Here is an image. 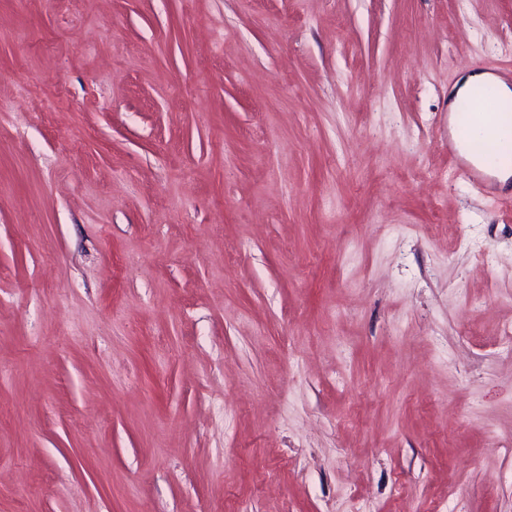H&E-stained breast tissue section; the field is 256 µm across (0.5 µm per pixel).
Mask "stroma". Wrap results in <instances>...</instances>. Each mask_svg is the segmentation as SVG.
Returning <instances> with one entry per match:
<instances>
[{"instance_id": "stroma-1", "label": "stroma", "mask_w": 512, "mask_h": 512, "mask_svg": "<svg viewBox=\"0 0 512 512\" xmlns=\"http://www.w3.org/2000/svg\"><path fill=\"white\" fill-rule=\"evenodd\" d=\"M508 63L512 0H0V512H512ZM494 88L501 105L507 109H512V88L506 83L497 79L487 72H472L466 80L459 85L453 93V103H448V109L454 112L456 104L460 99H471L475 104L480 101L477 93L484 87ZM487 150L486 154L480 159V163L486 168L495 172V178L501 185H506L512 175L510 163L504 160L505 157L512 158V129L510 137L504 132H500L494 139H484Z\"/></svg>"}]
</instances>
